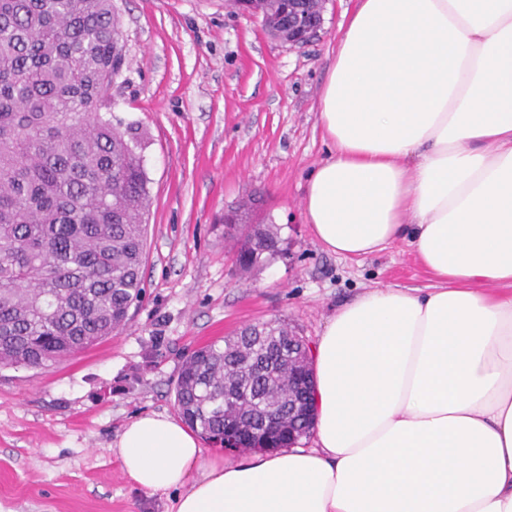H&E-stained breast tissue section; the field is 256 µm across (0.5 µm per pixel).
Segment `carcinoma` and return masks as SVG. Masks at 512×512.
<instances>
[{
  "instance_id": "carcinoma-1",
  "label": "carcinoma",
  "mask_w": 512,
  "mask_h": 512,
  "mask_svg": "<svg viewBox=\"0 0 512 512\" xmlns=\"http://www.w3.org/2000/svg\"><path fill=\"white\" fill-rule=\"evenodd\" d=\"M288 33L283 0L258 4ZM125 64L112 0H0V368H37L112 336L145 292L148 180L130 139L100 115ZM244 271L273 256L274 224L229 225ZM279 321L265 337L200 347L182 362L184 422L273 437L296 395Z\"/></svg>"
}]
</instances>
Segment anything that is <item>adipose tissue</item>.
Masks as SVG:
<instances>
[{
	"label": "adipose tissue",
	"mask_w": 512,
	"mask_h": 512,
	"mask_svg": "<svg viewBox=\"0 0 512 512\" xmlns=\"http://www.w3.org/2000/svg\"><path fill=\"white\" fill-rule=\"evenodd\" d=\"M318 119L315 239L407 240L435 285L337 308L313 447L207 458L153 412L124 426L123 470L175 512H512V0H357Z\"/></svg>",
	"instance_id": "obj_1"
}]
</instances>
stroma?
I'll use <instances>...</instances> for the list:
<instances>
[{"mask_svg": "<svg viewBox=\"0 0 512 512\" xmlns=\"http://www.w3.org/2000/svg\"><path fill=\"white\" fill-rule=\"evenodd\" d=\"M355 5L327 0L321 29L292 47L224 0H114L127 64L112 114L142 140L150 197L146 295L111 338L0 369V512H168L169 496L135 487L112 446L137 415L175 414L191 351L274 319L313 344L366 290L433 287L406 243L342 258L303 212L331 148L319 100ZM247 201L249 223L279 226L283 252L242 273L223 219Z\"/></svg>", "mask_w": 512, "mask_h": 512, "instance_id": "stroma-1", "label": "stroma"}]
</instances>
